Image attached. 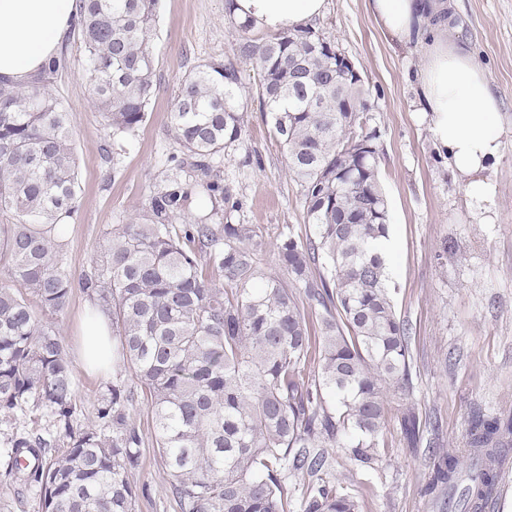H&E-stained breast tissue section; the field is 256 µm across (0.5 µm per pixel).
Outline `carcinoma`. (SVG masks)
<instances>
[{
  "label": "carcinoma",
  "instance_id": "obj_1",
  "mask_svg": "<svg viewBox=\"0 0 512 512\" xmlns=\"http://www.w3.org/2000/svg\"><path fill=\"white\" fill-rule=\"evenodd\" d=\"M158 0H79L92 102L118 146L142 126L155 94L150 44ZM307 28L240 45L257 93L303 190L312 231L268 241L253 224H184L173 180L108 233L101 263L76 278L52 231L76 219L79 192L70 111L52 94V65L19 85L0 83V478L37 490L41 512H136L133 475L144 433L133 414L147 396L154 447L180 512H290L288 485L305 488L301 512H360L325 478L327 449L369 467L397 404L409 442L408 325L396 313L377 251L388 238L376 129L363 83L353 112L336 111L334 57ZM245 128L232 61L203 63L180 82L168 134L180 170L209 193L214 158ZM369 148H364V145ZM272 249L277 270L260 255ZM79 289L112 320V381L95 416L80 405L57 314ZM132 378H125V373ZM512 451V417L473 418L458 450L436 453L432 486L448 509L482 512Z\"/></svg>",
  "mask_w": 512,
  "mask_h": 512
}]
</instances>
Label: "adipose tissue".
<instances>
[{"instance_id": "ef3b65f1", "label": "adipose tissue", "mask_w": 512, "mask_h": 512, "mask_svg": "<svg viewBox=\"0 0 512 512\" xmlns=\"http://www.w3.org/2000/svg\"><path fill=\"white\" fill-rule=\"evenodd\" d=\"M326 9L327 0H233L232 15L272 34L310 26ZM367 9L392 45L421 50L416 110L429 119L470 199L489 202L494 189L486 173L504 149L501 102L473 52L458 40L448 0H367ZM76 19V0H0V81L22 84L47 69ZM80 358L93 371L112 368L110 320L93 304L82 324Z\"/></svg>"}]
</instances>
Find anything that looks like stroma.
<instances>
[{
  "instance_id": "stroma-1",
  "label": "stroma",
  "mask_w": 512,
  "mask_h": 512,
  "mask_svg": "<svg viewBox=\"0 0 512 512\" xmlns=\"http://www.w3.org/2000/svg\"><path fill=\"white\" fill-rule=\"evenodd\" d=\"M456 13L461 38L502 104L504 150L489 173L495 187L489 224L478 223L430 123L413 110L419 49L390 46L365 0H329L315 23L359 70L369 125L379 134L393 244L390 292L410 328L412 401L420 425L416 441L407 442L399 413L390 410L379 459L369 468L344 449H330L329 476L359 501L361 512H442L448 491L431 486L436 448L464 447L475 412L512 414V0H457ZM239 44L225 0H159L155 96L147 121L116 147L92 105L81 36L71 32L52 92L71 113L78 159L80 212L61 238L73 275L89 271L107 232L145 209L176 177L188 193L183 219L207 214L215 224H252L268 239L287 230L308 234L302 189L288 172L256 92L253 62L240 54ZM227 60L239 70L247 125L215 161L220 191L204 197L191 178L178 177L181 151L167 123L180 80L196 65ZM231 199L239 203L233 211ZM135 413L145 438L134 480L148 489L137 512H179L166 491L145 400H138Z\"/></svg>"
}]
</instances>
